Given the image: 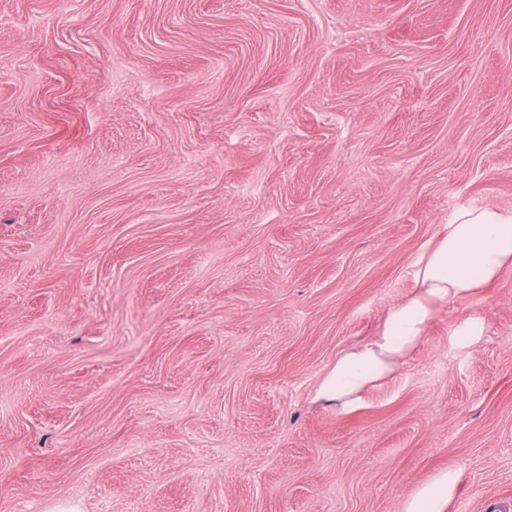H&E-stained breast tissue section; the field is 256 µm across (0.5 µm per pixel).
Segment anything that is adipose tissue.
<instances>
[{"instance_id": "adipose-tissue-1", "label": "adipose tissue", "mask_w": 512, "mask_h": 512, "mask_svg": "<svg viewBox=\"0 0 512 512\" xmlns=\"http://www.w3.org/2000/svg\"><path fill=\"white\" fill-rule=\"evenodd\" d=\"M512 262V212L462 208L421 260L415 288L384 317L377 336L343 351L325 375L319 399L353 405L367 386L388 377L421 343L439 307L494 281ZM458 475L448 470L420 487L405 512H444Z\"/></svg>"}]
</instances>
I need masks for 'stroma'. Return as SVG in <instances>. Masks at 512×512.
Returning <instances> with one entry per match:
<instances>
[{
	"mask_svg": "<svg viewBox=\"0 0 512 512\" xmlns=\"http://www.w3.org/2000/svg\"><path fill=\"white\" fill-rule=\"evenodd\" d=\"M512 210V0H0V512L512 507V266L316 400ZM421 260L412 295L384 317L377 336L343 351L317 399L349 407L367 386L388 377L425 338L439 307L494 281L512 261V212L461 208ZM458 475L455 471L440 473L434 480L420 487L405 504V512H443L452 498Z\"/></svg>",
	"mask_w": 512,
	"mask_h": 512,
	"instance_id": "35a3bbf8",
	"label": "stroma"
}]
</instances>
